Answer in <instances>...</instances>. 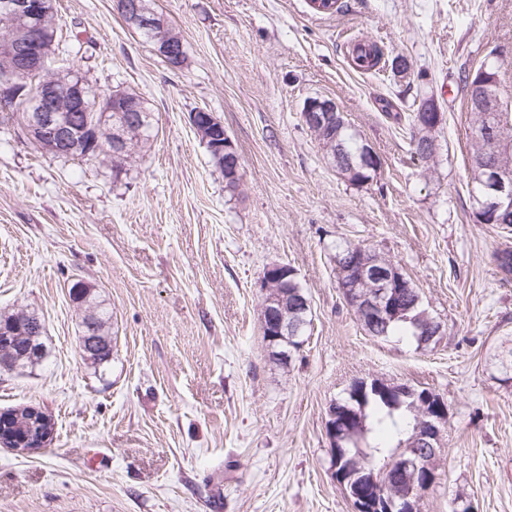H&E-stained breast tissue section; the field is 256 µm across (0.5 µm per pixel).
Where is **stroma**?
Instances as JSON below:
<instances>
[{"label":"stroma","mask_w":512,"mask_h":512,"mask_svg":"<svg viewBox=\"0 0 512 512\" xmlns=\"http://www.w3.org/2000/svg\"><path fill=\"white\" fill-rule=\"evenodd\" d=\"M154 0L188 62L168 67L113 0H56L79 34L94 85L145 98L155 137L121 170L0 137V312H34L48 354L0 372V411L37 406L47 447H0V512H353L331 477V400L355 377L434 391L447 406L438 479L421 512H512V387L490 355L512 336V274L493 254L512 234L474 222L466 188L470 114L463 71L497 51L512 91V0ZM406 57L410 79L357 70L352 42ZM336 101L376 151L354 185L302 119L308 98ZM435 97L446 122L431 161L414 157L408 115ZM221 120L243 158L224 176L189 115ZM390 259L444 326L426 348L369 336L337 284L332 247ZM293 267L312 303L303 348L270 358L260 284ZM112 310V362L78 349L76 281Z\"/></svg>","instance_id":"1"}]
</instances>
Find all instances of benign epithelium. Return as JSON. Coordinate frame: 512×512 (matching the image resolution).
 Here are the masks:
<instances>
[{"label":"benign epithelium","mask_w":512,"mask_h":512,"mask_svg":"<svg viewBox=\"0 0 512 512\" xmlns=\"http://www.w3.org/2000/svg\"><path fill=\"white\" fill-rule=\"evenodd\" d=\"M116 12L126 23L139 33L148 35L152 51L169 67L181 69L187 63L183 42L170 30L168 21L145 0H114ZM52 11V0H0V14L13 22L11 33L0 42V59L3 60V74L0 75V107L11 110L16 107L26 113L27 125L24 132L42 130L49 133L57 143V150L68 158L89 157L79 155L80 145L76 141L67 120V113L80 110L88 114L86 132L91 136L95 151L103 145L109 146V153L119 154L125 150L127 131L144 125V109L139 103L129 100L125 89H114L112 95L101 99L92 96L90 82L83 75L71 70L53 77L42 79L34 90L26 95L17 92L19 81L33 77L43 71L46 61L52 57L55 37L48 33L47 15ZM475 98L478 121L471 128V137L477 140L490 139L503 156L512 154V140L502 134L500 114L512 110V102L502 91L496 89L492 78L470 88ZM420 112L428 119L425 127L435 129L443 123L444 114L433 97L422 101ZM305 125L321 129L341 121L336 102L324 97H311L303 106ZM483 191L475 199L476 212L512 210V168L487 163L484 165ZM280 268L274 264L266 269L261 282L263 300L261 327L262 335L272 357L289 361L292 352L281 350L282 343L296 339L304 322L302 315L312 310L311 301L302 298L296 312L301 317L290 323L285 316L288 310V294H268L273 273ZM359 282L371 281L375 292L356 298L352 307L369 314L372 322L381 325L402 316L403 309L394 307L396 289L406 284L405 276L396 266L380 265L374 261L358 268ZM398 394L414 401L425 400L433 403L432 410L425 412L417 425L416 444L421 451L406 457L400 464V472L406 476L427 473L426 480L412 488L407 496L396 497L372 489L365 495H356L352 504L354 512H408L412 493L428 490L433 484L429 468L425 465L424 453L436 455L440 451L442 426L447 419V408L443 400L423 394L402 384H394ZM33 414L38 441L27 446L25 443L12 444L17 453L26 454L45 447L53 437L54 423L43 410L29 408Z\"/></svg>","instance_id":"7a95c632"}]
</instances>
